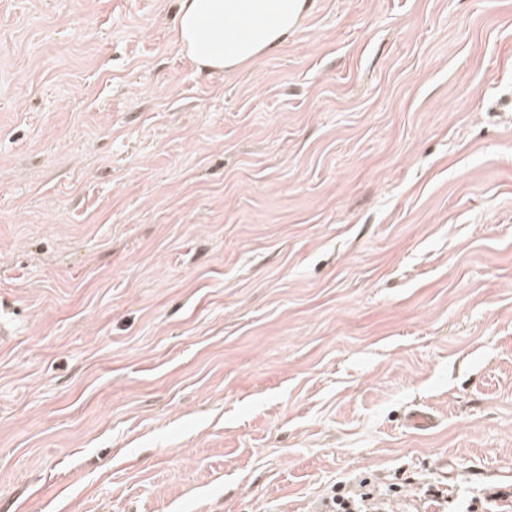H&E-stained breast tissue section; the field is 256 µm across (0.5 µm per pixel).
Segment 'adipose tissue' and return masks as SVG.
Instances as JSON below:
<instances>
[{"mask_svg": "<svg viewBox=\"0 0 512 512\" xmlns=\"http://www.w3.org/2000/svg\"><path fill=\"white\" fill-rule=\"evenodd\" d=\"M309 9V0H178L174 38L197 69L235 73L276 52Z\"/></svg>", "mask_w": 512, "mask_h": 512, "instance_id": "ef3b65f1", "label": "adipose tissue"}]
</instances>
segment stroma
<instances>
[{
  "instance_id": "obj_1",
  "label": "stroma",
  "mask_w": 512,
  "mask_h": 512,
  "mask_svg": "<svg viewBox=\"0 0 512 512\" xmlns=\"http://www.w3.org/2000/svg\"><path fill=\"white\" fill-rule=\"evenodd\" d=\"M175 16L0 0V512H507L512 0ZM310 6L309 0H178L174 38L199 71L235 73L276 52ZM359 489H348L340 486L336 489L333 499L325 504L330 512H373L377 511L374 495L363 488L367 487V482L359 484ZM336 509V510H335Z\"/></svg>"
}]
</instances>
